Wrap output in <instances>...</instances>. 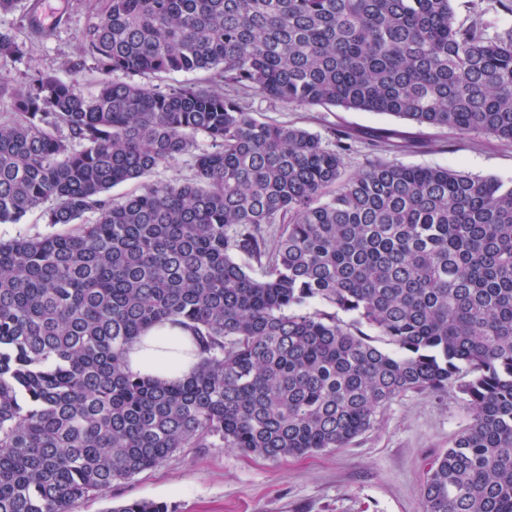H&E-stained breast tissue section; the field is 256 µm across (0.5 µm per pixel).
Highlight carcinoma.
Wrapping results in <instances>:
<instances>
[{
  "label": "carcinoma",
  "mask_w": 512,
  "mask_h": 512,
  "mask_svg": "<svg viewBox=\"0 0 512 512\" xmlns=\"http://www.w3.org/2000/svg\"><path fill=\"white\" fill-rule=\"evenodd\" d=\"M454 2L101 0L80 38L91 96L80 60L68 81L6 84L20 47L0 32V224L40 210L70 226L0 240V512H70L180 448H343L462 364L471 422L428 470L423 512H512V184L382 160L350 173L343 138L231 95L511 144L512 27L459 24ZM200 70L209 83L165 90L110 79ZM184 155L193 179L147 180ZM164 322L191 332L194 371L130 372L133 339Z\"/></svg>",
  "instance_id": "obj_1"
}]
</instances>
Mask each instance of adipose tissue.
Returning a JSON list of instances; mask_svg holds the SVG:
<instances>
[{
  "instance_id": "obj_1",
  "label": "adipose tissue",
  "mask_w": 512,
  "mask_h": 512,
  "mask_svg": "<svg viewBox=\"0 0 512 512\" xmlns=\"http://www.w3.org/2000/svg\"><path fill=\"white\" fill-rule=\"evenodd\" d=\"M191 346L190 332L167 323L157 325L136 338L127 353V367L140 376L181 378L197 363L188 353Z\"/></svg>"
}]
</instances>
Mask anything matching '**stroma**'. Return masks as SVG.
<instances>
[{
	"label": "stroma",
	"instance_id": "obj_1",
	"mask_svg": "<svg viewBox=\"0 0 512 512\" xmlns=\"http://www.w3.org/2000/svg\"><path fill=\"white\" fill-rule=\"evenodd\" d=\"M38 2V19L47 30L40 38L25 8L0 12V31L21 47L4 67L16 85L40 73L70 79L67 64L80 58V34L100 8V0ZM236 97L261 121L305 128L326 145L345 136L350 149L344 161L351 171L381 159L512 182V145L489 134L339 106H287L253 90ZM470 421L458 387L410 391L381 407L348 447L277 462L225 447L182 448L106 495L74 504L71 512H109L137 499L164 501L176 512H422L428 468Z\"/></svg>",
	"mask_w": 512,
	"mask_h": 512
}]
</instances>
